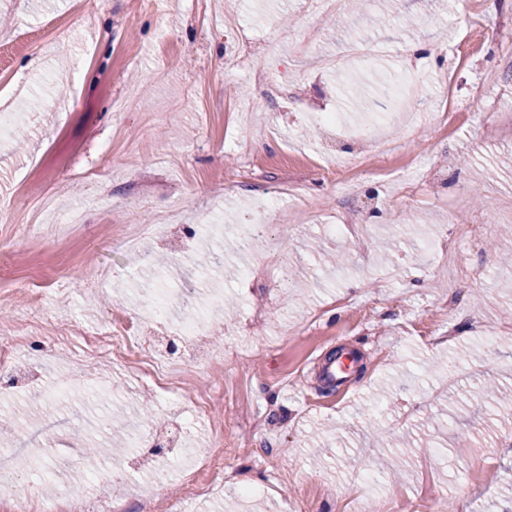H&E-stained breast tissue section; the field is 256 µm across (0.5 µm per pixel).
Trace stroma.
Here are the masks:
<instances>
[{
	"instance_id": "obj_1",
	"label": "stroma",
	"mask_w": 512,
	"mask_h": 512,
	"mask_svg": "<svg viewBox=\"0 0 512 512\" xmlns=\"http://www.w3.org/2000/svg\"><path fill=\"white\" fill-rule=\"evenodd\" d=\"M46 24L53 43H30ZM362 41L382 55L348 59ZM0 50L13 75L0 98L18 118L0 136V337L50 331L64 352L0 388V411L30 422L15 458L24 476L49 496L80 483L79 499L99 506L124 495L127 512L147 486L152 512H247L244 481L268 512L291 501L349 512L354 490L384 512L425 485L447 512H489L507 497L512 405L475 390L493 377L512 394V267L499 256L512 249V0H370L353 16L323 0H153L143 12L133 0H0ZM403 73L427 90L422 112L453 75L441 125L391 128L367 145L317 129L323 110L358 124L394 112ZM47 198L39 237H13L24 206ZM73 209L81 222L58 224ZM346 216L364 236L324 232ZM165 217L196 233L159 269L156 237L131 248L124 235ZM257 218L268 238L240 248ZM333 251L345 265L327 264ZM261 260L287 281L241 278ZM15 279L34 283L43 309ZM156 280L177 296L170 324L207 319L206 360L187 381L213 398L211 417L84 351L82 330L136 314ZM339 353L355 363L331 382L322 368ZM454 373L462 383L445 388ZM145 397L152 424L137 414ZM149 430L185 437L190 460L141 441ZM93 442L122 449L118 481L36 463L82 457ZM218 445L215 487L187 497L184 470ZM159 469L170 479L157 486Z\"/></svg>"
}]
</instances>
